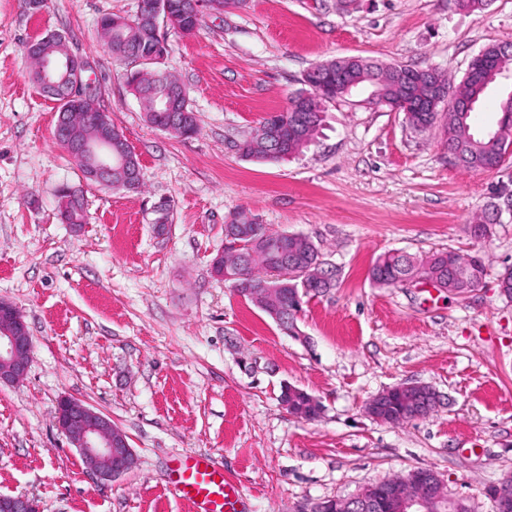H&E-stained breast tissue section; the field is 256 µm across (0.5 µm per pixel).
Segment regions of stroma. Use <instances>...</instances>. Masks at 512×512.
<instances>
[{"label":"stroma","mask_w":512,"mask_h":512,"mask_svg":"<svg viewBox=\"0 0 512 512\" xmlns=\"http://www.w3.org/2000/svg\"><path fill=\"white\" fill-rule=\"evenodd\" d=\"M138 0H48L39 14L0 0V298L21 311L34 349L26 377L0 385V494L40 512H190L172 494L178 461L210 455L245 512H297L347 499L415 468L449 498L492 512L489 487L512 476V162L454 165L441 126L411 128L372 104L364 84L327 104L318 137L282 161L242 159L239 141L286 107L314 64L356 55L461 79L492 43H512V0L479 14L451 0H247L203 13L197 32L167 30L164 67L188 90L199 131L150 126L124 66L96 31ZM55 31L91 65L112 123L141 164L136 192L90 185L88 224L59 223L56 188L81 173L54 137L56 108L28 80L26 45ZM170 201L158 234L156 203ZM240 212L302 234L336 273L304 299L284 334L210 260ZM492 217L488 238L468 226ZM450 249L486 265L478 288L380 287L387 251ZM402 383L430 386L427 416L382 424L366 403ZM320 399L312 421L279 401L283 385ZM110 415L137 463L119 480L87 473L54 416L62 396Z\"/></svg>","instance_id":"obj_1"}]
</instances>
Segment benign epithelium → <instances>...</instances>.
I'll return each instance as SVG.
<instances>
[{"label":"benign epithelium","instance_id":"7a95c632","mask_svg":"<svg viewBox=\"0 0 512 512\" xmlns=\"http://www.w3.org/2000/svg\"><path fill=\"white\" fill-rule=\"evenodd\" d=\"M237 0H193V14L206 9L213 14H222L229 4ZM138 17L151 19L155 29V45L152 50L134 57L133 65L141 67L139 79L143 80V91L138 96L149 97L154 87L162 89V97L154 104V112H165L168 119L161 125L167 133H174L185 124L184 114L175 109V104L187 98L185 86L163 68L167 45L161 33L163 28L180 32L185 26L180 18L168 9L166 0H139ZM34 69L40 73L42 92L58 99L61 112L58 113L55 134L67 149L83 163V181L112 186V173L117 170L123 175V184L133 188L140 179V161L132 154H112V118L110 113L98 109L90 97L95 94V84L86 78L90 68L87 60L73 54L66 40H61L55 52L35 50L29 53ZM469 77L479 83L501 80L512 81V71L501 67L490 68L483 55L475 56L468 65ZM349 88L341 70H336V81L328 87L318 89V94L334 98L344 97ZM67 197L59 207V219L70 223L72 210L79 208L81 192L76 187L66 189ZM245 254L249 259L273 255L263 250L255 239L224 227V246L211 260L214 276L232 283L243 298L253 300L269 314L279 327L291 335L298 334L295 323L282 317L276 301L275 288H246L239 283V272L224 264V256ZM301 289L295 290V302L300 312L302 296L316 285L329 284L328 275L320 267L311 264L301 272ZM33 351V341L28 326L19 309L11 302L0 300V385H12L27 375ZM407 393L413 397L414 415L428 414L436 403V394L428 386L404 383L391 387L368 401L366 410L371 419L388 422L385 405L395 394ZM280 401L295 416L306 419L310 409H322L320 401L307 391L287 386ZM55 424L65 435L71 447L75 448L89 471L99 480L115 481L136 465V456L129 445L127 436L118 428L109 415L96 410L86 402L63 396L57 401ZM493 512H512V490L507 483L495 485L491 494ZM448 500L439 476L430 469L411 471L404 484L386 482L380 486L369 484L355 496L345 499H326L297 512H434V504ZM0 512H39L35 500L26 495L0 494Z\"/></svg>","mask_w":512,"mask_h":512}]
</instances>
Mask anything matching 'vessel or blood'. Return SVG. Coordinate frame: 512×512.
<instances>
[{"instance_id": "obj_1", "label": "vessel or blood", "mask_w": 512, "mask_h": 512, "mask_svg": "<svg viewBox=\"0 0 512 512\" xmlns=\"http://www.w3.org/2000/svg\"><path fill=\"white\" fill-rule=\"evenodd\" d=\"M175 494L191 504L193 512H241V497L234 482L206 454L180 459Z\"/></svg>"}]
</instances>
